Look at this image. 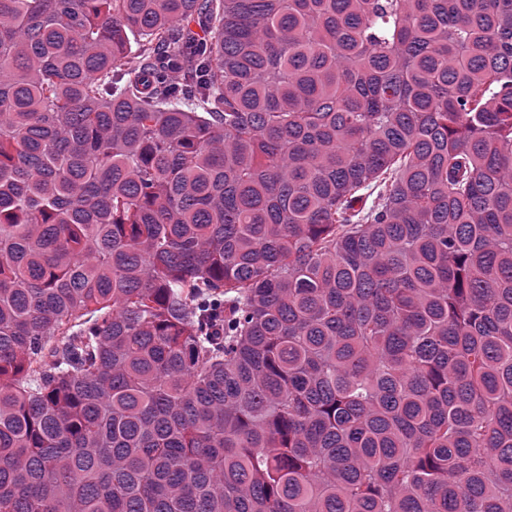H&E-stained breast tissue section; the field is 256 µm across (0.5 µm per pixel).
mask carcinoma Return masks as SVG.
Returning a JSON list of instances; mask_svg holds the SVG:
<instances>
[{
	"label": "carcinoma",
	"instance_id": "cac0c4a2",
	"mask_svg": "<svg viewBox=\"0 0 512 512\" xmlns=\"http://www.w3.org/2000/svg\"><path fill=\"white\" fill-rule=\"evenodd\" d=\"M0 512H512V0H0Z\"/></svg>",
	"mask_w": 512,
	"mask_h": 512
}]
</instances>
